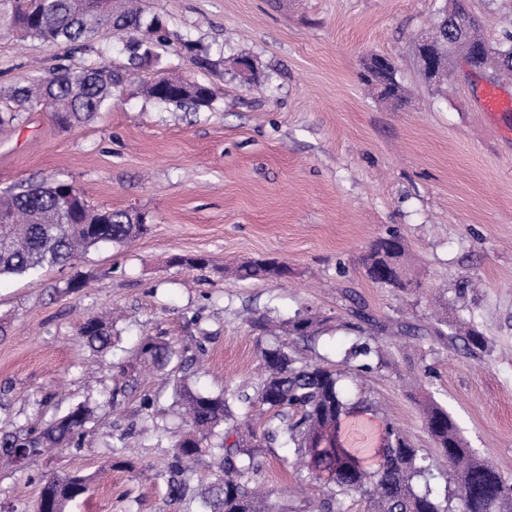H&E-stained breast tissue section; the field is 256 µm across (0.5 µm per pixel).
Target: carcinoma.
Listing matches in <instances>:
<instances>
[{"label":"carcinoma","mask_w":512,"mask_h":512,"mask_svg":"<svg viewBox=\"0 0 512 512\" xmlns=\"http://www.w3.org/2000/svg\"><path fill=\"white\" fill-rule=\"evenodd\" d=\"M433 26L446 30L450 48L432 46L427 55L439 71L427 79L439 83L448 74L449 50L466 52L479 45L496 68L512 72V34L492 41L480 31L475 19L459 22L441 11ZM49 44L77 43L94 38L101 29L121 31L130 43L129 64L138 67L151 61L156 48L167 42L162 20L126 5L123 0H0V29ZM126 72L102 63L82 71L63 69L33 86H19L14 95L21 105L53 107L58 125L70 128L91 120L112 103ZM180 79L161 77L151 82L147 96L161 106L198 111L209 108L215 92L198 83L190 90ZM0 276L32 274L46 266L72 263L89 248L104 243L127 244L147 230L133 223L128 211L92 207L77 185L58 182L31 185L0 197ZM365 275L385 288L406 290L420 285L408 262L405 240L392 232L377 238L361 261ZM288 266L275 259H258L238 269L239 278H279ZM318 319L307 314L278 324L292 340L317 339ZM78 333L97 352L112 345V325L92 316L79 325ZM469 355L487 349V341L470 323L462 321L450 333ZM137 363L156 371H186L194 357L187 349L162 336H142L134 344ZM264 375L253 393L242 387L224 388L218 395L192 391L181 378L173 381V404L184 410L187 434L171 441V460L158 474L168 497L181 501L199 498L210 512H279L271 494L254 486L262 470L265 447L277 442L308 459L313 479L329 487L337 497H356L364 512H512V482L503 479L482 458L467 448L458 424L432 399L421 403L425 429L454 472V487L439 498L430 484L418 487L429 471L420 449L402 430L384 420L381 443L376 448L359 444L365 431L364 416L372 406L361 399H347L344 381L382 367V348L374 334L356 337L336 365L307 363L296 356L289 343L260 348ZM151 393L140 397L143 427L165 432L164 414ZM259 405L274 411L261 433L243 430L234 408ZM92 421L87 404L79 403L54 417L43 427L23 424L0 431L1 448L81 447ZM211 457L216 468L204 491L193 495L184 479L187 463ZM88 484L78 473L50 475L43 479L39 499L50 502L52 512H65L74 500L77 484Z\"/></svg>","instance_id":"cac0c4a2"}]
</instances>
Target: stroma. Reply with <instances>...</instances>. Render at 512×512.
I'll return each instance as SVG.
<instances>
[{
  "instance_id": "35a3bbf8",
  "label": "stroma",
  "mask_w": 512,
  "mask_h": 512,
  "mask_svg": "<svg viewBox=\"0 0 512 512\" xmlns=\"http://www.w3.org/2000/svg\"><path fill=\"white\" fill-rule=\"evenodd\" d=\"M483 34L512 33V0H464ZM446 0H139L162 15L170 44L129 68L125 38L102 31L80 43L46 44L0 34V193L31 183L69 182L97 208L144 214L147 230L129 244L90 248L75 267L0 279V430L39 423L81 402L94 424L81 447L61 446L17 470L0 452V512H32L40 475L79 473L89 493L67 512H184L163 481L142 470L166 466L170 450L152 432L129 449L109 435L138 422L139 398H159L170 430L180 418L172 383L135 370L133 388L114 394L112 356L97 357L77 334L94 315L115 314L113 339L131 347L147 333L206 350L193 363V391L220 393L263 375L262 324L296 313L320 316L315 349L303 360L338 361L352 331L351 304L369 316L392 365L373 370L364 391L377 418H391L431 465L437 493L452 485L447 461L421 418L432 397L474 452L512 482V112L482 107L486 87L512 97V79L467 73L454 63L441 85L427 82L414 42ZM189 40L209 53L198 65L176 52ZM389 58L405 90L380 97L365 80L373 55ZM250 57L260 85L241 82ZM128 77L91 121L59 127L45 107L20 110L15 87L55 67L101 60ZM205 83L212 107L188 112L156 105L144 89L159 76ZM397 230L423 282L396 291L368 281L361 256ZM205 256V268L171 264ZM260 257L288 263L287 279L238 280L228 270ZM81 275L76 291L66 284ZM464 293H456L457 284ZM471 317L488 349L473 358L433 339L434 317ZM419 385H410L414 375ZM272 446L258 479L284 512H317L331 494Z\"/></svg>"
}]
</instances>
